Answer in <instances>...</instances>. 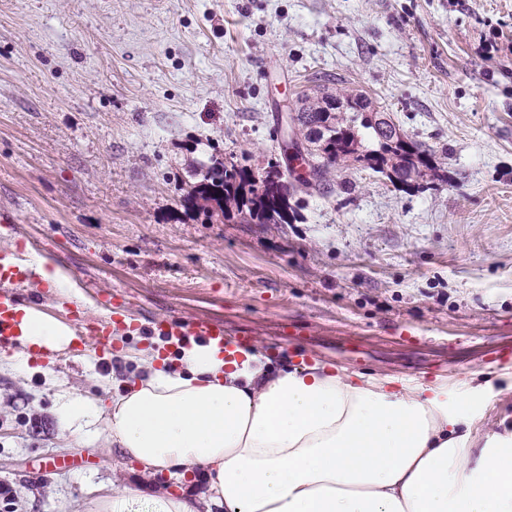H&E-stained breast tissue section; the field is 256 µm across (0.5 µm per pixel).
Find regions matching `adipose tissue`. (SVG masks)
Returning <instances> with one entry per match:
<instances>
[{"label":"adipose tissue","instance_id":"ef3b65f1","mask_svg":"<svg viewBox=\"0 0 512 512\" xmlns=\"http://www.w3.org/2000/svg\"><path fill=\"white\" fill-rule=\"evenodd\" d=\"M14 316L29 350L53 353L75 333L32 305ZM163 341L124 349L145 381L100 408L72 396L61 433L105 435L147 476L182 482L200 471L221 512H512V431L477 441L473 394L447 385L395 386L316 365L277 370L255 350ZM96 512H195L189 496L113 489Z\"/></svg>","mask_w":512,"mask_h":512}]
</instances>
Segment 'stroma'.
<instances>
[{
	"mask_svg": "<svg viewBox=\"0 0 512 512\" xmlns=\"http://www.w3.org/2000/svg\"><path fill=\"white\" fill-rule=\"evenodd\" d=\"M496 51L486 53L487 39ZM326 88L365 93L435 166L409 187L360 164L298 196L290 224L182 203L210 154L261 171L281 117ZM0 254L32 250L29 304L251 332L276 368L321 362L403 382L486 387L478 437L512 428V0H0ZM26 374L0 351V483L17 512H87L157 479L121 449L60 434L63 398L112 399L113 355Z\"/></svg>",
	"mask_w": 512,
	"mask_h": 512,
	"instance_id": "1",
	"label": "stroma"
}]
</instances>
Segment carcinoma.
Instances as JSON below:
<instances>
[{
  "label": "carcinoma",
  "mask_w": 512,
  "mask_h": 512,
  "mask_svg": "<svg viewBox=\"0 0 512 512\" xmlns=\"http://www.w3.org/2000/svg\"><path fill=\"white\" fill-rule=\"evenodd\" d=\"M298 136L317 145L311 165L313 180L288 182L287 158L275 159L264 172L254 171L247 159L233 153L212 154L202 178L191 188L184 203L202 212L214 201L224 204V217L243 224H290L297 220V191L319 186L331 168L352 160L387 175L399 186H410L431 169L424 145L399 133L396 123L371 107L358 92L338 89L314 98L294 117Z\"/></svg>",
  "instance_id": "carcinoma-1"
}]
</instances>
